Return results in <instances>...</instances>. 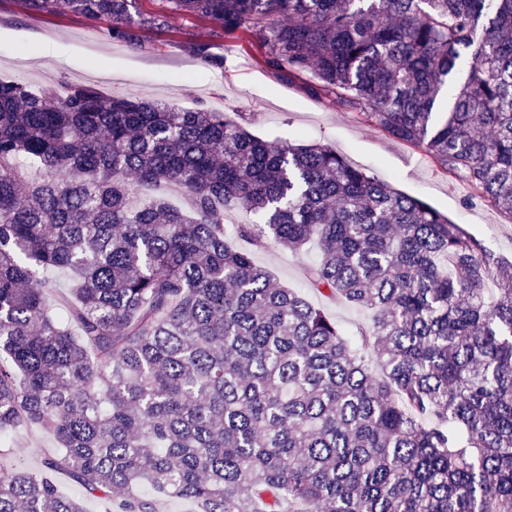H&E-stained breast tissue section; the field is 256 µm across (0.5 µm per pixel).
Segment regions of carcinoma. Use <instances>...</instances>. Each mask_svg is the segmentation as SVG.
I'll return each mask as SVG.
<instances>
[{"instance_id": "carcinoma-1", "label": "carcinoma", "mask_w": 512, "mask_h": 512, "mask_svg": "<svg viewBox=\"0 0 512 512\" xmlns=\"http://www.w3.org/2000/svg\"><path fill=\"white\" fill-rule=\"evenodd\" d=\"M22 2L126 44L163 22L138 0ZM163 2L512 216V0ZM228 209L263 222L230 235ZM272 243L316 246L308 288L371 313L359 346L255 262ZM29 429L57 451L0 467V512H85L47 471L100 512H155L113 496L144 482L201 512H512V260L328 145L0 80V436ZM48 477L56 484L62 494L83 501L87 512H99L96 501L90 498L81 486L70 480L65 474L48 472Z\"/></svg>"}]
</instances>
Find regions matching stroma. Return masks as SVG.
Listing matches in <instances>:
<instances>
[{
    "label": "stroma",
    "instance_id": "1",
    "mask_svg": "<svg viewBox=\"0 0 512 512\" xmlns=\"http://www.w3.org/2000/svg\"><path fill=\"white\" fill-rule=\"evenodd\" d=\"M109 26L64 9L39 14L26 11L21 0H0V79L34 93L49 88L63 95L70 86L93 85L110 96L164 99L244 117L248 130L267 141L330 145L354 167L465 225L487 249L512 256V217L475 198L465 182L436 167L424 150L393 140L358 112L308 93L300 82L274 75L255 46L225 39L213 21L167 14L162 29L145 32L139 46L113 42ZM199 38L209 43L212 62L189 53V44ZM44 43L55 46V56L37 54ZM254 258L283 286L324 309L345 336L368 321V312L308 290L303 268L315 261V252L272 247ZM14 443L20 455L2 457L1 464L38 470L53 451L52 438L38 431L20 433Z\"/></svg>",
    "mask_w": 512,
    "mask_h": 512
}]
</instances>
